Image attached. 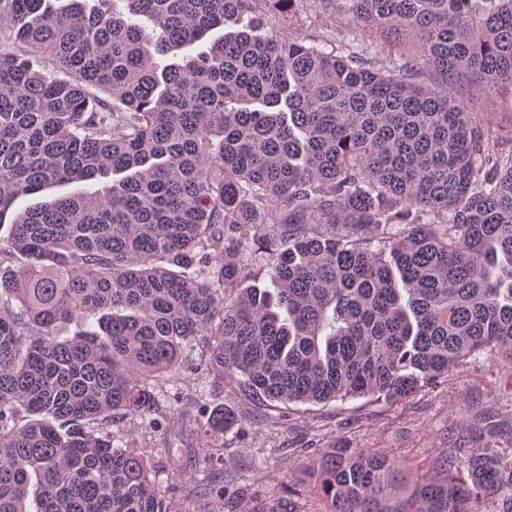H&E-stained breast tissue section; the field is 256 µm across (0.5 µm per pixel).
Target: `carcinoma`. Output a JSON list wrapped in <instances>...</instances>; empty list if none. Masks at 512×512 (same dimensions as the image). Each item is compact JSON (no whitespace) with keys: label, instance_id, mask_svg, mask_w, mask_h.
Segmentation results:
<instances>
[{"label":"carcinoma","instance_id":"cac0c4a2","mask_svg":"<svg viewBox=\"0 0 512 512\" xmlns=\"http://www.w3.org/2000/svg\"><path fill=\"white\" fill-rule=\"evenodd\" d=\"M270 2L0 0L25 47L0 54V225L106 180L0 236V512H175L112 423L180 420L206 433L180 471L220 460L246 421L156 392L196 343L213 390L282 404L512 365V129L490 137L466 101L476 85L512 109V0H336L393 48L382 69L280 36L298 0ZM474 438L410 487L393 458L330 448L321 512H512V440ZM200 487L224 512H296ZM102 187V182L97 181H81L74 182L61 187H54L50 189H46L38 195L24 197L18 200L16 203L15 209H20L25 207L27 204L49 200L53 197L60 195H77V194H90L96 192L98 189Z\"/></svg>","mask_w":512,"mask_h":512}]
</instances>
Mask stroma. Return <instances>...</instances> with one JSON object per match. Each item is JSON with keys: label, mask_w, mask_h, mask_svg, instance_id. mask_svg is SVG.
<instances>
[{"label": "stroma", "mask_w": 512, "mask_h": 512, "mask_svg": "<svg viewBox=\"0 0 512 512\" xmlns=\"http://www.w3.org/2000/svg\"><path fill=\"white\" fill-rule=\"evenodd\" d=\"M279 31L333 47L360 40L377 68L388 55L387 48L371 37H355L353 26L335 7L318 9L312 0L295 13L284 14ZM205 355L199 347L186 352L178 369L161 380L162 390L176 389L184 401L195 400ZM511 376L512 367L470 359L447 381L400 401L370 396L316 406L262 403L243 388L228 385L214 400L232 407L248 426L225 436L219 468L225 479L246 490L253 506L289 500L296 512H318L313 469L328 448H371L417 476L441 449L472 447L470 430L478 417L502 431L512 430V402L499 400L496 391L498 383ZM112 430L151 453L158 478L173 484L169 496L178 512H218L214 497L198 493L196 477L173 472L168 460V448L195 445L196 436L189 429L175 423L157 432L142 420L126 419L114 423ZM292 487L297 490L293 496L288 493Z\"/></svg>", "instance_id": "1"}]
</instances>
